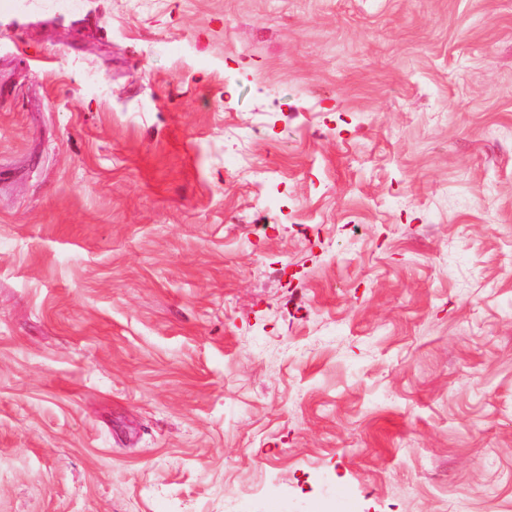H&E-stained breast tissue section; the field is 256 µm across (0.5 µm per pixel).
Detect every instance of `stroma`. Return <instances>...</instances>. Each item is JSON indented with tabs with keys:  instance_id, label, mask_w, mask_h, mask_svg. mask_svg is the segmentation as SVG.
<instances>
[{
	"instance_id": "stroma-1",
	"label": "stroma",
	"mask_w": 512,
	"mask_h": 512,
	"mask_svg": "<svg viewBox=\"0 0 512 512\" xmlns=\"http://www.w3.org/2000/svg\"><path fill=\"white\" fill-rule=\"evenodd\" d=\"M0 512H512V0H0Z\"/></svg>"
}]
</instances>
